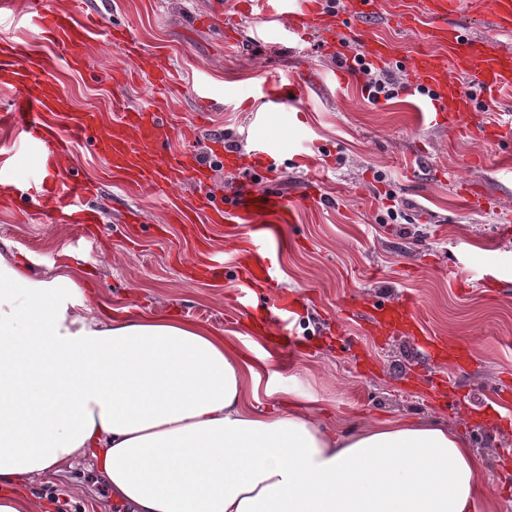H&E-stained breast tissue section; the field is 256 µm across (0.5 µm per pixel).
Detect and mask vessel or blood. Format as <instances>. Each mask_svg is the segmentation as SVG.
<instances>
[{"mask_svg": "<svg viewBox=\"0 0 512 512\" xmlns=\"http://www.w3.org/2000/svg\"><path fill=\"white\" fill-rule=\"evenodd\" d=\"M24 17L44 39L59 44L66 51L64 59L36 52L30 46L0 43V71L12 75L15 95L7 106L0 108V125L17 127L29 135L38 156L56 160L70 152L74 143L82 142L101 154L112 172L121 174L127 182L151 189L171 187L182 182L186 170L182 163L165 159L173 125L167 113L161 112L156 102L138 107H126L114 115L109 127H100L95 113L71 114L65 127H57L54 119L70 113L65 93L58 87L56 72L59 64L82 70L85 58L82 47L90 39L98 23L96 18L78 19L75 11H56L47 0H24ZM260 8L264 20L279 21L289 32L306 36L312 30H327L329 14L324 0H240L241 11ZM426 21H419L407 7L399 5L389 18L391 25L407 30H418L423 41L441 46V53L419 52L409 63L417 86L433 91L428 107L438 117L455 125L470 122L472 104L459 90V75H467L481 87L487 98H495L500 90L512 87V55L502 54L490 44L479 43L468 37L463 24L455 17L466 10V0H426ZM483 22L493 35L512 33V0H484ZM108 44L119 47L123 53L133 54L139 48L137 37L119 28L105 35ZM268 159L264 144H256L247 155H226L225 161L236 169H259ZM49 195L41 205L51 212L68 211V223L93 224L95 213L73 208L77 198L97 196L93 182L71 174L48 189ZM197 207L184 210L172 205L176 223L193 224L198 214H205L211 224H220L235 216L249 224L251 234L242 249L248 261L239 272L235 286L238 297H246L257 282L271 280L272 264L262 250L265 241L264 222L277 217L280 223H293L296 204L280 192L250 184L228 196L214 197L198 192ZM287 293H278L267 318L276 348L288 355L301 350L298 340L288 333L287 314L293 308ZM413 301L400 304H375L369 322L378 316L403 318L413 315Z\"/></svg>", "mask_w": 512, "mask_h": 512, "instance_id": "1", "label": "vessel or blood"}]
</instances>
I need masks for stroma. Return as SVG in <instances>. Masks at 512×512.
<instances>
[{
	"mask_svg": "<svg viewBox=\"0 0 512 512\" xmlns=\"http://www.w3.org/2000/svg\"><path fill=\"white\" fill-rule=\"evenodd\" d=\"M216 1L109 0L104 24L128 26L142 56L91 42L88 71L61 69L60 86L73 112L94 111L106 122L144 97L146 60L161 53L176 81L163 96L176 132L168 159L212 152L218 142L238 154L265 143L278 165L251 172V179L298 200L294 223L273 225L266 243L277 288L255 289L241 311L233 283L247 226L234 217L207 225L206 241L197 243L193 225L174 223L168 208L173 199L194 205L193 179L173 193L145 195L79 143L66 166L120 201L83 232L21 211L0 187V242L30 257L41 275L69 257L113 306L176 316L222 335L264 368L255 410L289 395L331 430L374 420H442L484 457L479 483L494 496L496 512H512V235L501 231L512 221V140L494 143L478 131L432 122L425 95L413 87L373 103L358 78L338 84L345 60L362 50L349 28H341L331 52L317 36L301 40L282 24L238 12V0H220L239 33L236 44H226L223 23L200 22ZM389 2L380 0L369 25L390 42L408 81L418 36L389 24ZM116 65L128 75L124 84L99 80ZM268 77L300 87L275 112L252 95ZM0 153L11 156L13 183L40 187L45 172L22 140L0 132ZM301 153L310 165H292ZM315 174L322 201L312 207L302 202L301 188ZM464 192L479 206L464 205ZM395 205L404 216L399 224L388 217ZM133 210L142 223H127ZM279 290L299 299L290 328L306 349L291 358L271 352L248 323ZM407 298L416 301L427 332L470 351L471 361L434 364L408 331L371 336L361 317L345 314L351 305ZM50 486L68 490L71 512H133L113 499L106 477L85 459L30 493L44 500Z\"/></svg>",
	"mask_w": 512,
	"mask_h": 512,
	"instance_id": "stroma-1",
	"label": "stroma"
}]
</instances>
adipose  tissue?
I'll return each mask as SVG.
<instances>
[{
    "label": "adipose tissue",
    "instance_id": "1",
    "mask_svg": "<svg viewBox=\"0 0 512 512\" xmlns=\"http://www.w3.org/2000/svg\"><path fill=\"white\" fill-rule=\"evenodd\" d=\"M69 263L0 244V512L76 459L136 512H474L484 460L440 422L327 430L249 403L258 366L223 337L129 308L101 316Z\"/></svg>",
    "mask_w": 512,
    "mask_h": 512
}]
</instances>
